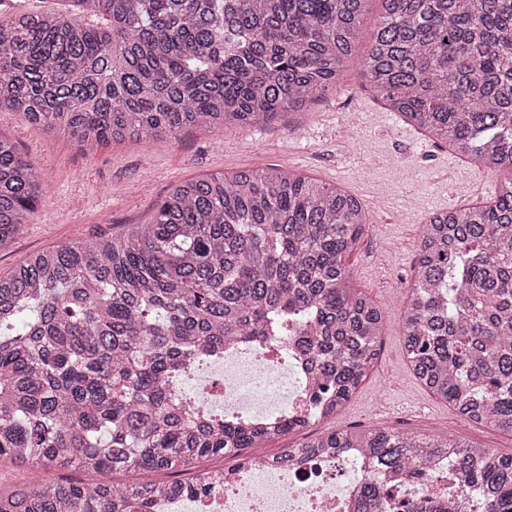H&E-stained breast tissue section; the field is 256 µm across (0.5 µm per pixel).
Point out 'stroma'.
I'll return each mask as SVG.
<instances>
[{
  "label": "stroma",
  "instance_id": "stroma-1",
  "mask_svg": "<svg viewBox=\"0 0 512 512\" xmlns=\"http://www.w3.org/2000/svg\"><path fill=\"white\" fill-rule=\"evenodd\" d=\"M367 51V40H360L335 89L305 110L247 131L186 130L174 138L109 141L87 151L63 131H39L19 113L1 110L0 137L30 162L43 190L34 213L0 251V274L56 244L146 223L174 184L201 175L274 166L344 187L362 201L371 220L347 265L353 286L385 315L379 360L336 418L260 443L253 455L295 446L309 435L376 427L448 436L511 453L512 436L467 423L415 380L399 324L420 224L432 214L492 200L512 170H479L385 109L362 75Z\"/></svg>",
  "mask_w": 512,
  "mask_h": 512
}]
</instances>
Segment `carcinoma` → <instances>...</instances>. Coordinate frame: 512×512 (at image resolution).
<instances>
[{"label": "carcinoma", "mask_w": 512, "mask_h": 512, "mask_svg": "<svg viewBox=\"0 0 512 512\" xmlns=\"http://www.w3.org/2000/svg\"><path fill=\"white\" fill-rule=\"evenodd\" d=\"M61 13L0 15V109L79 147L249 130L336 85L367 0H67ZM364 79L407 124L484 169L512 168V0H383ZM99 16L90 26L84 16ZM41 184L0 138V248ZM370 224L347 191L269 167L171 187L152 220L74 239L0 275V461L26 481L0 512H152L154 496L208 490L211 457L239 458L310 424L187 419L170 382L243 337L302 336L324 419L379 356L385 316L350 288L344 259ZM407 365L464 420L512 435V178L494 205L423 225L401 324ZM357 449L422 475L447 459L473 489L445 512H512V453L394 429L334 431L293 449ZM47 471L139 475L127 485ZM191 474V480L153 475ZM376 482L359 512H382Z\"/></svg>", "instance_id": "cac0c4a2"}]
</instances>
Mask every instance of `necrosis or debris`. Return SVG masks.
Wrapping results in <instances>:
<instances>
[{
    "instance_id": "necrosis-or-debris-1",
    "label": "necrosis or debris",
    "mask_w": 512,
    "mask_h": 512,
    "mask_svg": "<svg viewBox=\"0 0 512 512\" xmlns=\"http://www.w3.org/2000/svg\"><path fill=\"white\" fill-rule=\"evenodd\" d=\"M218 389L199 392L204 409L222 403L228 416L279 421L314 412L307 400L310 359L291 338L258 347L234 344L215 360ZM363 465L358 455L322 456L308 463L262 458L259 466L224 468L208 494L197 497L194 512H356ZM452 477L447 465L422 478L383 472L380 484L429 500L434 512L448 502Z\"/></svg>"
}]
</instances>
